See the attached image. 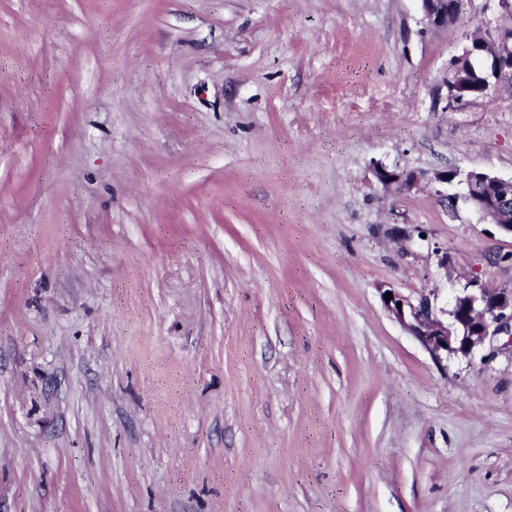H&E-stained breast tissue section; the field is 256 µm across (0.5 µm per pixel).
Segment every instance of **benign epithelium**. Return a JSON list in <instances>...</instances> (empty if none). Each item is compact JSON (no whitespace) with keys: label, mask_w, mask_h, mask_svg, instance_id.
Returning <instances> with one entry per match:
<instances>
[{"label":"benign epithelium","mask_w":512,"mask_h":512,"mask_svg":"<svg viewBox=\"0 0 512 512\" xmlns=\"http://www.w3.org/2000/svg\"><path fill=\"white\" fill-rule=\"evenodd\" d=\"M424 19L433 28L448 26V15L460 16L464 0H424ZM496 47L493 55H481L485 65L484 85L493 86L512 76V35L507 37L497 31L490 38ZM479 45H471L456 58L448 72L447 86L450 98L462 105L472 97L474 89L468 71ZM378 181L385 188L399 192L415 189L422 175L415 172L390 171L385 167L376 170ZM458 184L464 186L460 197L470 209L490 224L497 225L505 234L512 236V179H503L487 173L470 171L465 175L455 173ZM493 183L510 188L501 192L493 205H488L483 195L474 191L476 184ZM386 292L393 298L385 306L410 332L418 336L431 356L442 362L450 354H469L488 336L507 333L512 337V290L492 292L473 281L457 295L452 308L446 311L447 320H442L430 298H420L413 304L395 289Z\"/></svg>","instance_id":"benign-epithelium-1"}]
</instances>
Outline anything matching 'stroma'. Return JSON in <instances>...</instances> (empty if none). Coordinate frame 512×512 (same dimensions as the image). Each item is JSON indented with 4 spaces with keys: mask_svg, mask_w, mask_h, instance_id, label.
<instances>
[{
    "mask_svg": "<svg viewBox=\"0 0 512 512\" xmlns=\"http://www.w3.org/2000/svg\"><path fill=\"white\" fill-rule=\"evenodd\" d=\"M465 0H0V512H512V339L386 309L512 289L438 182L512 178ZM425 2L424 19L427 25L433 28L448 27V1L447 0H421ZM464 0L450 1V12L459 18ZM496 47L494 55H485L478 44L467 46L462 55L456 58L448 69L446 81L450 98L457 104H466L475 92L468 78V71L474 60V52L477 50L485 65L484 85L486 90L496 85L503 79L510 78L512 74V34L506 37L498 30L494 37L489 39ZM378 181L385 188H395L398 192H410L415 189L421 179L422 175L415 172H396L390 171L386 167L381 166L376 170ZM477 287V288H469ZM386 293L393 298L386 301ZM383 302L394 317L418 336L431 356L439 363L448 354H469L488 336L508 333L512 339V290L491 292L470 281L457 295L443 321L430 298L421 297L413 304L395 289L382 292ZM401 302V308L397 303ZM449 317V319H448Z\"/></svg>",
    "mask_w": 512,
    "mask_h": 512,
    "instance_id": "obj_1",
    "label": "stroma"
}]
</instances>
